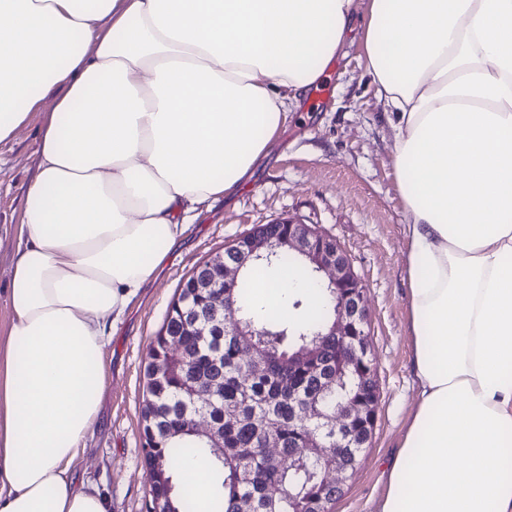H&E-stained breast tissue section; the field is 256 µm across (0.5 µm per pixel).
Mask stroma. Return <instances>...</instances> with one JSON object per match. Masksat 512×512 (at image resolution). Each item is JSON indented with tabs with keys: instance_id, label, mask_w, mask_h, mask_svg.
<instances>
[{
	"instance_id": "obj_1",
	"label": "stroma",
	"mask_w": 512,
	"mask_h": 512,
	"mask_svg": "<svg viewBox=\"0 0 512 512\" xmlns=\"http://www.w3.org/2000/svg\"><path fill=\"white\" fill-rule=\"evenodd\" d=\"M43 117L31 113L17 136L0 143V289L6 288L27 185L38 164ZM394 131L365 71L360 34H353L327 76L308 90L252 180L189 225L131 304L104 351L102 409L93 435L73 462L112 512H146L143 461L145 368L151 341L192 271L260 224L283 218L334 238L365 286L370 354L379 402L370 448L333 512H376L417 399L408 318V215L392 165Z\"/></svg>"
}]
</instances>
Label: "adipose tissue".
Returning a JSON list of instances; mask_svg holds the SVG:
<instances>
[{
    "label": "adipose tissue",
    "mask_w": 512,
    "mask_h": 512,
    "mask_svg": "<svg viewBox=\"0 0 512 512\" xmlns=\"http://www.w3.org/2000/svg\"><path fill=\"white\" fill-rule=\"evenodd\" d=\"M362 16L409 221L410 413L378 512H512V0H0V142L45 109L0 342V512H110L71 465L103 350ZM316 288L249 278L289 317Z\"/></svg>",
    "instance_id": "1"
}]
</instances>
